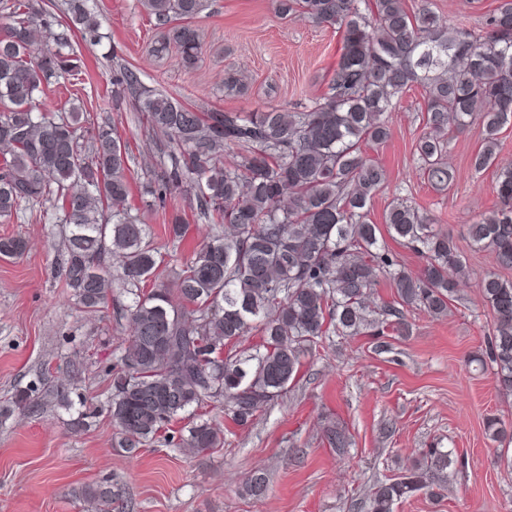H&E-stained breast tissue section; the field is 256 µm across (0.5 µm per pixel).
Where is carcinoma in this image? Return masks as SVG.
I'll use <instances>...</instances> for the list:
<instances>
[{"label":"carcinoma","mask_w":512,"mask_h":512,"mask_svg":"<svg viewBox=\"0 0 512 512\" xmlns=\"http://www.w3.org/2000/svg\"><path fill=\"white\" fill-rule=\"evenodd\" d=\"M164 29L159 46L175 45L193 68L202 43L192 26L206 0H140ZM0 24V218L21 204H53L69 226L58 274L77 303L93 314L112 299L114 281L130 295L122 311L130 334L112 368L107 412L129 451L169 426L217 403L237 426L253 422L288 391L303 360L329 336L366 330L381 336L409 330L416 310L438 318L469 270L453 239L439 233L408 197L387 205L388 235L419 255L409 271L381 240L368 207L387 181L367 150L386 143V113L414 85L425 93L424 132L415 145L420 170L435 189L448 187V132L480 118L485 136L471 165L496 164L499 133L512 120V0H500L485 31L443 27L426 5L406 0H278L281 15L341 32L342 46L328 91L305 110L264 105L250 112L204 114L144 87L123 68L115 94L135 95L153 132L168 143L156 159L158 198L190 182L201 217L224 230L194 250L173 280L160 271L163 245L151 226L133 219L129 152L112 129L80 142L79 112L46 106L35 94L51 79L73 76L72 37L98 36L89 0H66L57 18L38 0L4 5ZM245 151L228 166L224 154ZM499 206L467 225L473 246L512 268V170L497 175ZM20 236L1 237L0 255H22ZM391 300L370 307L378 279ZM493 319L487 356L500 387L512 393V281L494 273L477 280ZM257 332L260 340L242 348ZM326 437L336 452L350 447L338 427ZM186 449L224 447V431L208 422L187 427ZM423 488L422 475L377 481L371 512H393L404 495ZM261 471L245 492L265 496Z\"/></svg>","instance_id":"carcinoma-1"}]
</instances>
